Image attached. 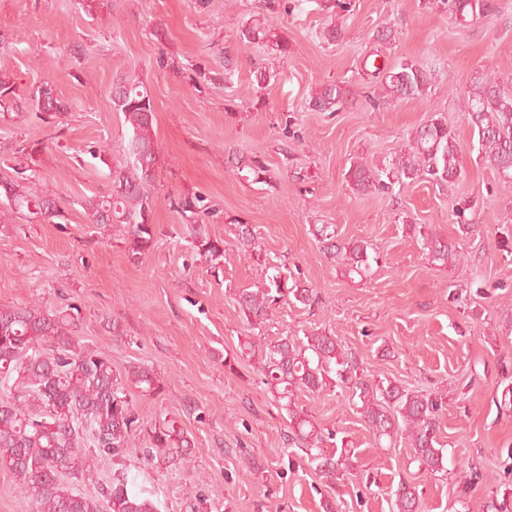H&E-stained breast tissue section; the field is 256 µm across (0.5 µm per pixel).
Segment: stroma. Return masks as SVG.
Segmentation results:
<instances>
[{
    "label": "stroma",
    "instance_id": "obj_1",
    "mask_svg": "<svg viewBox=\"0 0 512 512\" xmlns=\"http://www.w3.org/2000/svg\"><path fill=\"white\" fill-rule=\"evenodd\" d=\"M284 2L272 11L261 0H112L92 16L80 0H0V77L21 94L51 81L68 106L50 115L0 102V173L36 176L57 209L17 214L0 201V307L78 305L84 347L107 351L117 372L145 364L164 379V396L128 394L147 425L177 420L193 443L190 462L147 464L144 433L137 451L99 463L100 483L127 477L159 512H324L328 502L334 512H392L403 481L417 486L424 512H490L499 485H512V407L501 403L512 386V188L479 155L457 93L481 69L512 89V0H485L487 16L468 23L428 0ZM255 26L266 40L243 41ZM334 26L340 38L326 40ZM385 27L395 32L388 42L378 38ZM371 54L380 66L420 61L428 92L383 102L362 72ZM121 79L147 88L159 154L147 188L155 245L137 261L122 225L91 223L84 207L108 191V167L124 158L129 127L112 104ZM331 81L348 85V102L316 111L310 97ZM435 114L461 147L455 181L353 190L351 167L387 164ZM254 158L267 169L258 182L235 166ZM193 193L210 199L201 222L224 243L214 267L170 205ZM240 221L256 230L265 263L239 250ZM318 224L371 244L370 277L348 278L322 252ZM416 224L448 237L461 262H428ZM270 265L315 289L318 302L273 304L262 338L328 334L367 378L440 396L445 471L419 470L402 438L376 440L337 387L301 393L299 403L332 433L325 450L347 451L353 475L328 481L290 447L259 372L224 368L248 334L235 294L263 286ZM469 465L485 483L463 485Z\"/></svg>",
    "mask_w": 512,
    "mask_h": 512
}]
</instances>
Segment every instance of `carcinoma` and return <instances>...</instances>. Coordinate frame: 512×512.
Wrapping results in <instances>:
<instances>
[{
    "mask_svg": "<svg viewBox=\"0 0 512 512\" xmlns=\"http://www.w3.org/2000/svg\"><path fill=\"white\" fill-rule=\"evenodd\" d=\"M433 4L464 19L486 12L484 0H433ZM430 84L431 74L412 60L385 71L378 88L380 97L393 103L426 94ZM348 96L344 82L336 81L323 85L311 102L318 110L334 112ZM460 97L464 118L477 130L479 153L502 184L511 186L512 93L482 70L475 72ZM112 102L124 114L131 136L125 159L109 167L111 192L86 200L85 209L94 224L125 225L128 256L136 261L154 245L147 192L159 163L152 134L154 106L144 86L126 80L115 84ZM27 105L51 114L67 110L49 82L37 86ZM459 156L455 134L444 119L434 116L410 134L388 165H357L349 169L347 178L360 193L401 186L423 175L451 182L460 175ZM0 189L17 212L33 210L49 217L55 209L52 192L40 193L10 178L0 179ZM171 205L195 224L210 209L207 198L197 193L174 198ZM314 235L330 257L343 261L348 275H370V245L338 242L334 224L315 226ZM194 240L205 259L215 262L223 256L224 245L201 229L194 231ZM237 240L247 256L262 258L250 225H238ZM419 242L436 266L461 260L456 247L429 226L419 232ZM290 296L303 305L315 302L312 289L288 284L286 274L275 266L268 283L242 290L236 302L242 320L258 329L272 304ZM79 320L76 305L54 311L32 303L0 308V386L10 394L0 403V468L12 474L30 512H158L156 504L132 491L124 477L103 486L97 497L77 491V483L93 480L99 458L133 451L134 437L144 430L126 384L131 382L152 397L165 392L163 380L153 371L137 366L122 376L106 353L79 347L73 336ZM252 358L272 401L288 416V441L315 451L311 462L322 477L334 481L351 473L352 466L347 454H330L319 447L322 432L299 405L298 394L320 391L331 382L345 390L376 438L404 435L422 470L444 469L445 456L437 440L442 403L391 382L365 379L353 353L335 337L315 334L304 342L288 336L257 342L248 336L235 354L224 356V369L232 372ZM149 439L150 462L157 467L190 456L191 443L173 421L151 428ZM394 496L393 512H422L416 486L402 483Z\"/></svg>",
    "mask_w": 512,
    "mask_h": 512,
    "instance_id": "1",
    "label": "carcinoma"
}]
</instances>
